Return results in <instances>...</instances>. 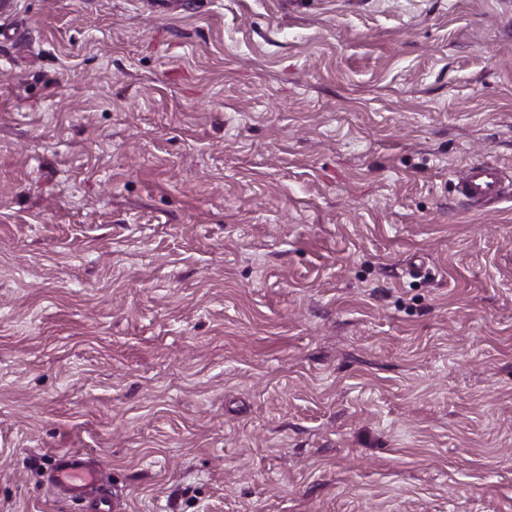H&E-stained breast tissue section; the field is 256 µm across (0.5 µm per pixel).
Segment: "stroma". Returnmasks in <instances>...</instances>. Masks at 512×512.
I'll return each mask as SVG.
<instances>
[{
  "label": "stroma",
  "mask_w": 512,
  "mask_h": 512,
  "mask_svg": "<svg viewBox=\"0 0 512 512\" xmlns=\"http://www.w3.org/2000/svg\"><path fill=\"white\" fill-rule=\"evenodd\" d=\"M0 512H512V0H12ZM503 171L496 164L480 161L470 165L460 183L461 194L470 202H484L503 197ZM101 472L96 462L86 454L72 453L52 473L50 485L61 501L82 498L87 491L103 486Z\"/></svg>",
  "instance_id": "35a3bbf8"
}]
</instances>
